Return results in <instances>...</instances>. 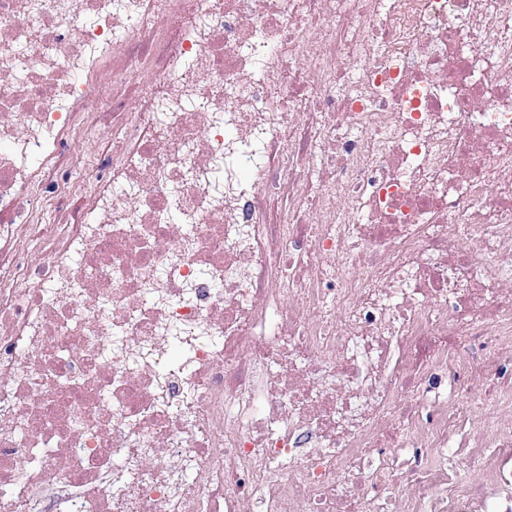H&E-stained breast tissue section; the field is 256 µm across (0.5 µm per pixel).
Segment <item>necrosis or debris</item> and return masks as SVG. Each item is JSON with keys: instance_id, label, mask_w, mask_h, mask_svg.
Returning a JSON list of instances; mask_svg holds the SVG:
<instances>
[{"instance_id": "1", "label": "necrosis or debris", "mask_w": 512, "mask_h": 512, "mask_svg": "<svg viewBox=\"0 0 512 512\" xmlns=\"http://www.w3.org/2000/svg\"><path fill=\"white\" fill-rule=\"evenodd\" d=\"M511 462L512 0H0V512Z\"/></svg>"}]
</instances>
